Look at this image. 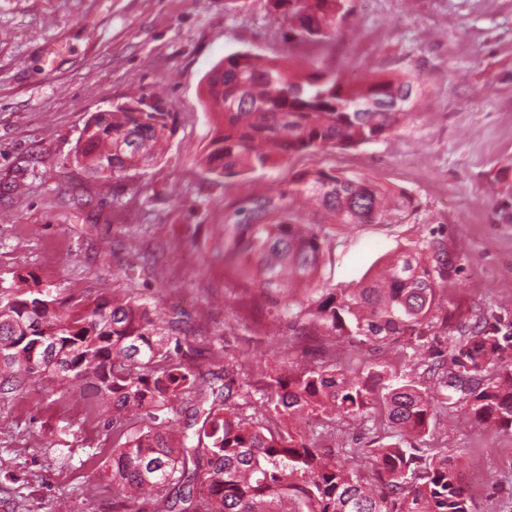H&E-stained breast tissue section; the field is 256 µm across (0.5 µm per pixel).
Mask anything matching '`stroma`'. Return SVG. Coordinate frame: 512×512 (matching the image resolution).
<instances>
[{
    "mask_svg": "<svg viewBox=\"0 0 512 512\" xmlns=\"http://www.w3.org/2000/svg\"><path fill=\"white\" fill-rule=\"evenodd\" d=\"M332 41L284 38L267 0H0V286L34 273L58 298L126 292L177 320L201 373L211 350L232 364L233 402L260 409L281 358L366 372L375 364L428 385L448 329L494 312L512 317V219L490 188H512V0H346ZM249 51L330 67L346 81L419 76L404 122L377 141L292 157L287 166L215 180L201 162L215 116L207 76ZM159 93L171 114L165 153L121 178L75 160L83 128L135 93ZM330 166L409 196L404 220L337 228L317 282L353 288L390 253L432 238L454 266L438 288L448 324L425 346L401 338L356 345L307 334L301 323L224 262L225 212L274 196L291 176ZM391 429L380 414L337 418L324 446L354 448ZM422 451H466L472 512H512V430L442 409ZM112 426L56 379L0 394V512H116L101 472Z\"/></svg>",
    "mask_w": 512,
    "mask_h": 512,
    "instance_id": "1",
    "label": "stroma"
}]
</instances>
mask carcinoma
I'll return each instance as SVG.
<instances>
[{"label":"carcinoma","instance_id":"1","mask_svg":"<svg viewBox=\"0 0 512 512\" xmlns=\"http://www.w3.org/2000/svg\"><path fill=\"white\" fill-rule=\"evenodd\" d=\"M291 41L319 43L336 36L345 0H267ZM415 88L414 78L380 76L350 84L329 71L303 73L292 58L251 52L224 57L206 94L221 122L204 161L218 178L288 164L300 154L348 149L395 130L412 102L393 104ZM169 113L138 95L135 104L99 112L85 125L76 162L93 176H123L157 158ZM410 199L382 182L332 167L296 173L278 196H261L224 215V261L263 291L284 298L312 286L333 229L376 224L405 213ZM453 262L440 240L393 254L360 288L321 289L307 303L284 309L295 319L351 343L394 337L421 341L432 327L437 287ZM156 307L128 297L63 302L32 276L0 305V386L17 391L31 374L49 372L61 385L78 380L92 400L112 411V429L127 415L144 422L112 448L102 478L123 512H471L457 460L464 450L422 454L408 439L425 436L438 407L460 406L478 424L512 429V320L492 313L448 334V363L428 365L440 388L399 380L386 365L364 375L333 365L269 376L268 415L255 417L229 402L234 372L206 378L179 336L157 331ZM55 336L68 371L35 348ZM224 383H219V380ZM196 401L201 426L180 446L170 444L175 403ZM383 413L397 442L344 448L370 461L385 490L370 488L345 469L334 450L273 422L304 415L365 418Z\"/></svg>","mask_w":512,"mask_h":512}]
</instances>
